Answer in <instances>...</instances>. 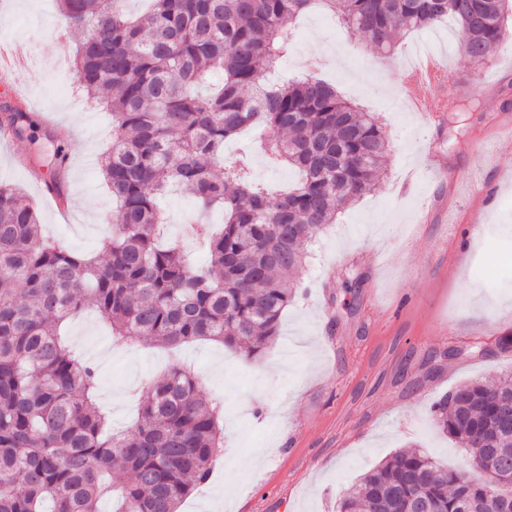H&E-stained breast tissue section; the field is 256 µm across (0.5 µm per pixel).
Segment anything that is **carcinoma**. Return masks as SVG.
I'll list each match as a JSON object with an SVG mask.
<instances>
[{
	"label": "carcinoma",
	"mask_w": 512,
	"mask_h": 512,
	"mask_svg": "<svg viewBox=\"0 0 512 512\" xmlns=\"http://www.w3.org/2000/svg\"><path fill=\"white\" fill-rule=\"evenodd\" d=\"M149 2L130 16L125 0H60L67 29L85 33L80 87L112 113L102 174L116 212L106 258L44 235L26 195L0 183V512H99L116 490L118 512H179L212 478L222 402L174 365L143 384L131 430L109 433L97 370L65 345L63 325L90 308L115 344L171 350L212 340L263 351L292 300L303 244L371 190L385 159L383 123L328 82L264 79L316 0ZM321 2L381 52L402 29L452 18L475 62L512 17V0ZM214 70L224 83L199 95ZM0 122L20 134L30 117L6 105ZM251 126L266 132L276 162L301 173L281 196L224 157V143ZM173 186L224 212L220 231L195 228L207 242L206 265L191 266L177 243L160 244L158 200ZM511 391L512 372L493 389L459 386L431 407L467 465L510 482L512 429L500 428L497 401ZM416 499L431 512H490L478 477L409 451L365 472L336 512H406Z\"/></svg>",
	"instance_id": "1"
}]
</instances>
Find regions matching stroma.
<instances>
[{
  "label": "stroma",
  "mask_w": 512,
  "mask_h": 512,
  "mask_svg": "<svg viewBox=\"0 0 512 512\" xmlns=\"http://www.w3.org/2000/svg\"><path fill=\"white\" fill-rule=\"evenodd\" d=\"M59 20L57 0H0V45L20 62V104L32 119L12 145L0 146V182L23 190L46 233L75 252L98 253L112 229V195L99 165L112 117L80 94L81 35L59 41ZM457 38L449 19L399 36L386 55L331 13L304 14L293 51L274 72L286 82L306 73L326 80L379 117L390 149L377 184L308 241L279 336L260 355L199 341L173 357L111 346V359L97 361V402L119 430L133 423L139 381L174 359L194 372L203 394L223 396L216 474L180 512H336L344 491L395 451L411 447L449 467L462 464L430 406L460 384H491L512 371V346L499 342L512 335V233L503 230L512 225V175L498 179L486 210L444 182L423 179L409 192L400 185L410 165L485 176L480 137L501 163L512 161V62L500 48L481 63L455 52L450 71L475 91L448 97L439 120L422 118L397 88L399 60L415 43L440 49ZM61 152L69 155L64 220L37 187ZM161 206L170 219L166 239L204 263L190 228L222 223V212L197 213L186 191ZM67 335L84 359L111 345L91 313L74 319Z\"/></svg>",
  "instance_id": "stroma-1"
}]
</instances>
